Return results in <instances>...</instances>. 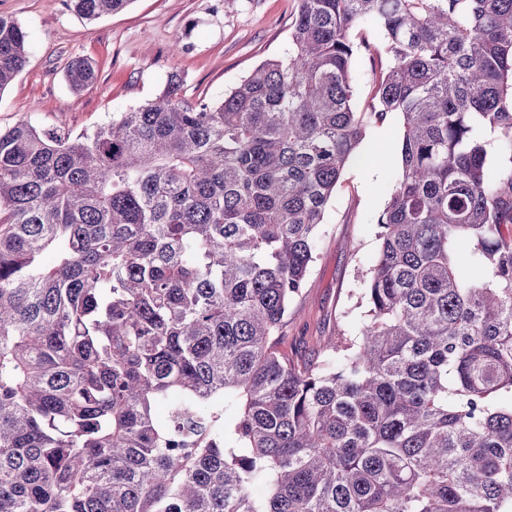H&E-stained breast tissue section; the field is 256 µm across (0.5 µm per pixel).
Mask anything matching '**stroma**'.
<instances>
[{"label":"stroma","instance_id":"1","mask_svg":"<svg viewBox=\"0 0 512 512\" xmlns=\"http://www.w3.org/2000/svg\"><path fill=\"white\" fill-rule=\"evenodd\" d=\"M296 0H131L94 21L65 0H0V15L27 32V63L0 92V130L20 122L92 133L112 115L147 103L170 73L187 100H215L264 60L288 50ZM94 62L96 82L73 91L71 60ZM400 115L367 130L343 170L324 218L317 260L288 312L280 345L289 359L313 355L325 339L355 335L360 294L378 240L377 220L400 169Z\"/></svg>","mask_w":512,"mask_h":512}]
</instances>
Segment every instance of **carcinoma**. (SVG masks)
Segmentation results:
<instances>
[{
    "mask_svg": "<svg viewBox=\"0 0 512 512\" xmlns=\"http://www.w3.org/2000/svg\"><path fill=\"white\" fill-rule=\"evenodd\" d=\"M26 59L0 16V92ZM179 89L0 131V512H512V0H298L285 55ZM392 113L367 319L296 364L326 207ZM385 66L386 59L384 56H374L373 58L361 52L356 57L351 76L355 88V101L359 108H362L371 97L377 77Z\"/></svg>",
    "mask_w": 512,
    "mask_h": 512,
    "instance_id": "carcinoma-1",
    "label": "carcinoma"
}]
</instances>
